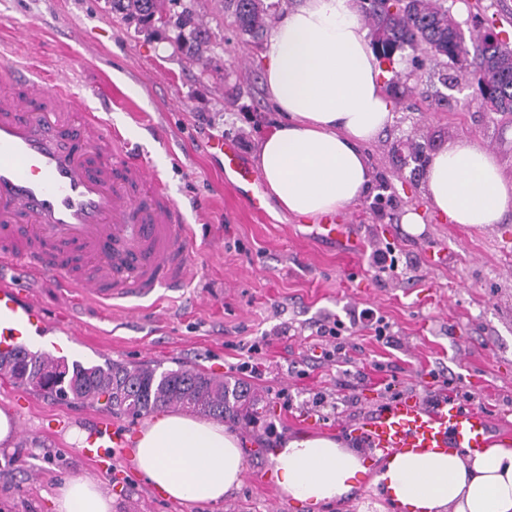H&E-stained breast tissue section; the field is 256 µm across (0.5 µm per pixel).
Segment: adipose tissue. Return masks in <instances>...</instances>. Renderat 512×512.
<instances>
[{
	"label": "adipose tissue",
	"mask_w": 512,
	"mask_h": 512,
	"mask_svg": "<svg viewBox=\"0 0 512 512\" xmlns=\"http://www.w3.org/2000/svg\"><path fill=\"white\" fill-rule=\"evenodd\" d=\"M263 85L282 116L258 143L255 162L288 213L318 219L360 200L373 170L362 151L392 121V101L352 0H302L275 21L263 54ZM424 195L454 224H495L512 208V182L495 156L460 138L427 162ZM288 499L318 505L349 494L368 470L362 455L324 436L294 438L271 455ZM133 463L170 499L207 504L238 487L245 471L227 426L163 412L141 429ZM403 512H512V442L477 453L405 451L379 476ZM55 512H112V495L91 477L69 478Z\"/></svg>",
	"instance_id": "obj_1"
}]
</instances>
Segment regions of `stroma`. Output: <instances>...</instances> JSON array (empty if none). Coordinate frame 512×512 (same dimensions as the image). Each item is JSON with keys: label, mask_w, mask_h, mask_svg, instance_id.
<instances>
[{"label": "stroma", "mask_w": 512, "mask_h": 512, "mask_svg": "<svg viewBox=\"0 0 512 512\" xmlns=\"http://www.w3.org/2000/svg\"><path fill=\"white\" fill-rule=\"evenodd\" d=\"M181 4L208 32L202 61L174 51L175 28H143L113 13L110 0H0V51L34 63L44 77L68 75L93 111L136 143L191 227L193 273L184 292L141 302L132 317L62 291L18 263L0 264V280L29 292L66 345L68 361L161 371L195 366L245 382L252 403L226 425L244 450L246 473L215 505L165 498L131 459L105 472L79 452L85 423H111L130 447L146 416L114 415L101 401L50 400L0 378V409L16 418L12 447H0V512H53L57 486L87 475L111 492L114 512H360L366 503L390 512L381 487L367 480L315 510L293 505L265 481L274 471L270 454L302 435L346 441L348 426L390 402L386 379L397 377L405 395L421 398L430 370L441 365L484 407L495 441H512V210L497 224L450 223L432 210L421 177L403 163L409 145L440 148L467 137L490 150L512 180V123L494 120L481 106L472 79L438 108L436 69L427 60L412 66V51H404L387 81L392 121L364 148L374 186L338 212L363 239L358 256H346L340 243L321 237L316 221L284 212L271 196L264 199L266 217H257L225 186L218 161L207 154L209 141L232 140L250 161L278 119L263 87V50L239 33L225 0ZM478 9L512 33V0H462L452 15L465 33H472ZM105 83L114 96L103 103L94 92ZM408 207L422 214L419 233L400 222ZM388 245L401 266L374 272L371 253ZM351 306L385 318L400 344L386 346L365 330L350 336V356L367 380L358 404L343 405L336 401L335 366L313 368L303 358L317 347L308 322ZM284 323L295 336H277ZM262 339L269 372L244 378L236 369L238 345ZM283 388L293 400L288 411L276 397ZM317 392L329 401L308 410Z\"/></svg>", "instance_id": "stroma-1"}]
</instances>
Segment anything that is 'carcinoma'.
I'll return each instance as SVG.
<instances>
[{"instance_id":"obj_1","label":"carcinoma","mask_w":512,"mask_h":512,"mask_svg":"<svg viewBox=\"0 0 512 512\" xmlns=\"http://www.w3.org/2000/svg\"><path fill=\"white\" fill-rule=\"evenodd\" d=\"M446 0H411L390 11L387 0H366L359 11L371 38L389 47L423 51L447 67L457 57L470 59L477 78L481 105L502 120L512 121V45L491 43L481 33L467 45L452 19ZM237 29L258 41L263 36L270 6L261 0H227ZM112 11L151 26L174 22L175 44L189 60H200L204 37L189 11L171 20L164 16L161 0H112ZM0 376L19 386L35 385L50 399L72 397L94 401L108 396V407L116 415H142L158 408L178 406L218 420L236 415L248 398L240 384L229 385L193 368L157 373L155 368L120 364L84 366L56 360L41 353L19 350L0 356Z\"/></svg>"}]
</instances>
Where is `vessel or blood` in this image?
Returning <instances> with one entry per match:
<instances>
[{
	"instance_id": "1",
	"label": "vessel or blood",
	"mask_w": 512,
	"mask_h": 512,
	"mask_svg": "<svg viewBox=\"0 0 512 512\" xmlns=\"http://www.w3.org/2000/svg\"><path fill=\"white\" fill-rule=\"evenodd\" d=\"M52 81L27 76L0 57V261H22L78 289L97 304L161 298L191 275L190 231L163 180L129 154L130 143L108 128L86 101ZM224 182L255 211L258 177L237 146L216 139ZM323 236L348 254L360 242L351 224L323 225ZM13 284L0 281V353L23 348L25 337L51 332L36 306L20 305ZM351 438L380 458L414 449L477 451L490 443L481 409L443 392L432 401L400 398L349 427ZM121 436L98 420L82 453L96 463L122 460Z\"/></svg>"
}]
</instances>
